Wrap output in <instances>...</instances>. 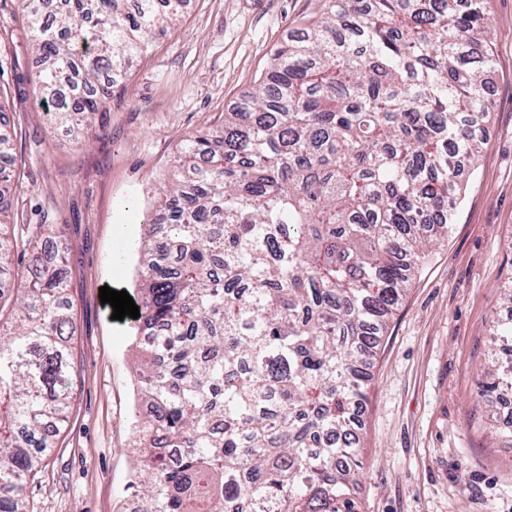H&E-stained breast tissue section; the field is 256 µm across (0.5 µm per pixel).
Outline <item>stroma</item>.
<instances>
[{
  "instance_id": "1",
  "label": "stroma",
  "mask_w": 512,
  "mask_h": 512,
  "mask_svg": "<svg viewBox=\"0 0 512 512\" xmlns=\"http://www.w3.org/2000/svg\"><path fill=\"white\" fill-rule=\"evenodd\" d=\"M315 0H186L174 29L129 65L110 112L79 131L40 116L38 69L17 0H0V169L15 192L18 246L63 225L72 313L73 411L26 495L33 512H115L135 443L134 329L100 287L131 286L152 194L186 139L220 127ZM500 66L487 141L464 167L447 235L401 297L369 368L359 411L358 512H512V419L475 392L489 330L512 277V0H485Z\"/></svg>"
}]
</instances>
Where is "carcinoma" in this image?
I'll list each match as a JSON object with an SVG mask.
<instances>
[{
    "label": "carcinoma",
    "mask_w": 512,
    "mask_h": 512,
    "mask_svg": "<svg viewBox=\"0 0 512 512\" xmlns=\"http://www.w3.org/2000/svg\"><path fill=\"white\" fill-rule=\"evenodd\" d=\"M18 0L39 107L107 111L184 0ZM485 0H317L224 126L193 136L135 249L137 512H357L356 410L399 298L443 238L477 160L498 61ZM0 206V512H29L40 453L73 409L63 227L25 272ZM477 395L512 393V317Z\"/></svg>",
    "instance_id": "carcinoma-1"
}]
</instances>
